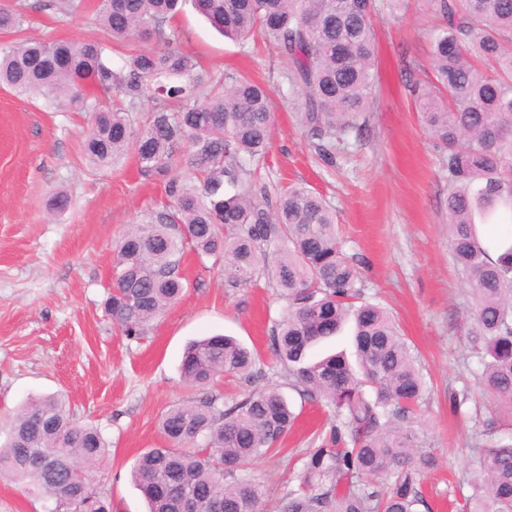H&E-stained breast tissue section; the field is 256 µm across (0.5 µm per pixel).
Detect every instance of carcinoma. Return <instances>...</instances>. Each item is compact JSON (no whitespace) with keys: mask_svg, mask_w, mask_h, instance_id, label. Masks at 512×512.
Masks as SVG:
<instances>
[{"mask_svg":"<svg viewBox=\"0 0 512 512\" xmlns=\"http://www.w3.org/2000/svg\"><path fill=\"white\" fill-rule=\"evenodd\" d=\"M181 0H98L107 39L17 41L32 19L0 0V84L52 104L62 97L92 114L85 143L99 168L133 154L141 176L165 177L162 208L131 227L117 245L105 312L128 338L141 339L184 290L185 245L221 263L224 286L259 277L288 303L270 336L289 385L318 398L336 424L306 453L298 489L283 512H417V407L425 380L411 346L381 306L361 297L359 271L342 250L333 211L316 192L290 186L271 202L269 185L246 182L274 123L265 86L224 74L203 77L198 58L174 47ZM216 29L255 33L287 60L300 99V124L319 155L362 136L376 86L372 18L377 0H194ZM444 25L431 55L436 81L412 86L433 138L446 149L449 246L473 302L468 343L481 382L512 401V0H438ZM115 70L111 46L136 39ZM155 102L146 118L130 106ZM353 322L355 362L340 352L313 359L312 348ZM258 353L213 335L186 349L183 380L198 390L170 409L160 428L168 446L151 448L130 475L148 512H181L184 496L209 512H260L248 466L276 450L297 415L275 387L239 400L208 391L218 375L251 385L264 377ZM100 432L72 421L58 395L26 403L0 445V477L33 494L56 497L62 512H112L88 477L103 459ZM392 476L382 487L376 481ZM463 512H512V442L486 448L479 482Z\"/></svg>","mask_w":512,"mask_h":512,"instance_id":"1","label":"carcinoma"}]
</instances>
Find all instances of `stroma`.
<instances>
[{
  "label": "stroma",
  "mask_w": 512,
  "mask_h": 512,
  "mask_svg": "<svg viewBox=\"0 0 512 512\" xmlns=\"http://www.w3.org/2000/svg\"><path fill=\"white\" fill-rule=\"evenodd\" d=\"M34 18L27 37L75 43L99 37L95 0L61 14L43 0H15ZM379 91L360 141H348L335 163L321 160L296 118L288 65L260 37H224L185 0L175 25L180 48L204 72L243 74L262 82L275 115L266 157L255 176L282 189L304 184L329 203L346 254L361 262L366 301L388 309L426 381L418 420L423 453L417 488L430 512H461L478 480L480 448L512 440V402L480 381L482 366L467 342L471 298L448 242V172L444 148L425 128L412 84L435 78L430 53L443 20L434 0L383 5L373 17ZM89 115L69 103L0 86V443L15 411L29 399L60 393L73 418L98 428L108 454L94 474L113 512H146L130 479L136 458L163 446L162 416L195 396L180 374L190 341L217 333L257 350L262 386L279 387L300 418L280 449L255 460L262 512H279L297 487L303 461L332 412L289 386L269 347L285 303L265 281L225 287L211 257L184 256L187 286L139 341L127 339L104 309L112 287L114 247L131 225L165 200L162 178L139 176L128 158L90 166L82 143ZM66 191L65 211L49 200ZM462 405H454L456 396ZM0 512H57L48 494L0 479Z\"/></svg>",
  "instance_id": "stroma-1"
}]
</instances>
